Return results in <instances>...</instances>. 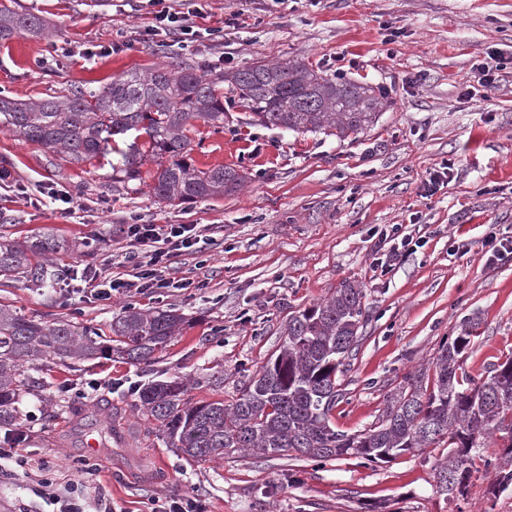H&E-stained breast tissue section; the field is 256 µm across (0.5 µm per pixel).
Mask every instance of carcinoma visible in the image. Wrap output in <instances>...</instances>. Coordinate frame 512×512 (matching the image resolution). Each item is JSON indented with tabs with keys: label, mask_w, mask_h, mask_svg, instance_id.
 Instances as JSON below:
<instances>
[{
	"label": "carcinoma",
	"mask_w": 512,
	"mask_h": 512,
	"mask_svg": "<svg viewBox=\"0 0 512 512\" xmlns=\"http://www.w3.org/2000/svg\"><path fill=\"white\" fill-rule=\"evenodd\" d=\"M40 37L41 17L11 3L0 4V41L19 34ZM249 110L250 120L297 133L323 131L340 140L355 139L374 124L386 91L363 82L332 79L298 61H256L229 73L213 74L173 63L148 74L125 73L99 91L76 89L64 97L19 102L0 96V129L64 155L71 163L90 164L116 153L115 180L129 190L143 182L146 160L157 169L150 193L169 204L211 198L235 191L244 176L217 166L190 163L187 135L201 120L224 127L227 117L219 84ZM144 135L147 152L134 141L114 150L118 139ZM59 243L42 237L27 245L0 243V276L43 283L47 270L31 256L55 253ZM362 291L350 284L325 300L288 317L285 339L276 355L249 381L234 401H193L181 376L155 380L138 394L137 408L153 422L169 448L207 461L234 452L262 455L294 452L311 460L344 457L368 464L387 463L416 448L446 443L448 459L434 468L439 492L450 499L467 495L472 452L493 447L485 461L493 494L512 492V359L477 381L462 364L478 322L466 318L457 336L446 339L432 369L409 373L386 400L378 422L357 434L335 428L337 374L342 372L362 327ZM186 323L174 310L146 312L127 308L112 322L116 352L147 364L164 350ZM103 347L91 331L70 321L28 319L0 307V425L17 419L22 394L34 386L23 366L35 361L91 359Z\"/></svg>",
	"instance_id": "1"
}]
</instances>
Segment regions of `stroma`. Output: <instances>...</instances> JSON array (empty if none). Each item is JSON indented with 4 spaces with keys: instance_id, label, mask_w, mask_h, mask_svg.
Listing matches in <instances>:
<instances>
[{
    "instance_id": "1",
    "label": "stroma",
    "mask_w": 512,
    "mask_h": 512,
    "mask_svg": "<svg viewBox=\"0 0 512 512\" xmlns=\"http://www.w3.org/2000/svg\"><path fill=\"white\" fill-rule=\"evenodd\" d=\"M41 16L48 35L0 44V93L37 101L77 88L97 89L124 73L180 60L227 73L252 62L300 61L331 77L387 92L378 122L355 140L295 133L250 122L230 99L223 128L195 121L189 136L197 168L230 166L244 175L237 191L171 205L149 191L112 181L109 158L81 167L39 144L0 131V240L52 236L65 247L51 269L110 263L134 274L125 258L123 224H196L208 261L179 257L188 290L97 301L0 277V306L45 321L67 320L108 336L113 318L132 305L174 309L190 319L148 365L118 356L25 365L35 386L15 429L26 436L22 458L0 459V512H44L43 488H77L85 512L100 498L117 512H151L155 499H204L208 512H490L491 477L475 463L468 494L438 492L433 466L440 445L363 465L353 458L319 462L287 453L233 454L192 462L166 447L136 409L137 386L173 375L190 379L194 400L233 401L278 351L290 315L348 283L361 288L364 323L343 373L332 421L349 434L375 424L387 395L406 374L432 363L462 319L479 334L463 368L472 378L512 357V254L491 256L485 240L512 241V74L496 85L477 69L487 52L512 56V0H253L259 24L224 40L187 48L135 43L95 61L86 48L148 21L136 0H18ZM64 54L38 60L49 43ZM453 168L435 193L425 185L442 160ZM51 184L70 191L80 209L62 214L26 203ZM406 225L424 245L385 274L373 258L389 245L382 232ZM223 386L211 384L215 372ZM96 448H89V439ZM93 469L84 484L76 479Z\"/></svg>"
}]
</instances>
